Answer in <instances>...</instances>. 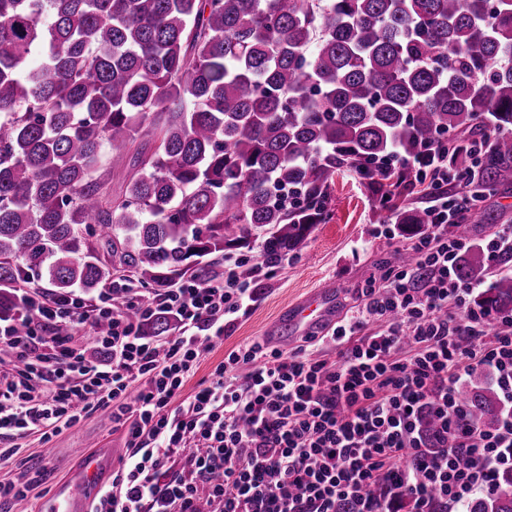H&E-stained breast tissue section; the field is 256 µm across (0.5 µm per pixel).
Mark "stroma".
Listing matches in <instances>:
<instances>
[{
  "label": "stroma",
  "mask_w": 512,
  "mask_h": 512,
  "mask_svg": "<svg viewBox=\"0 0 512 512\" xmlns=\"http://www.w3.org/2000/svg\"><path fill=\"white\" fill-rule=\"evenodd\" d=\"M329 212L326 223L311 233L304 252L287 264L267 262L261 240H254L250 255L263 267L257 278V298L225 331L223 339L214 342L187 380L185 394H193L231 350L276 335L282 312L315 289L335 288L336 315L341 318L359 305V287L379 277L383 264H402L409 241L398 238L386 242L382 234L385 213L370 186L356 176H337ZM103 443L122 452L127 449L125 430L115 428L110 416L99 412L85 414L74 425L50 432L48 440L35 434L20 440V453L0 467V481L28 471L36 475L38 483L26 497L0 502V512H36L41 500L66 477L70 464Z\"/></svg>",
  "instance_id": "1"
}]
</instances>
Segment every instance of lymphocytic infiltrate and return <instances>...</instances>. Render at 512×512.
Returning a JSON list of instances; mask_svg holds the SVG:
<instances>
[{
  "label": "lymphocytic infiltrate",
  "mask_w": 512,
  "mask_h": 512,
  "mask_svg": "<svg viewBox=\"0 0 512 512\" xmlns=\"http://www.w3.org/2000/svg\"><path fill=\"white\" fill-rule=\"evenodd\" d=\"M386 165L406 166L427 187V230L412 245L421 266L366 281L361 307L316 340L335 360L256 339L183 396L212 341L254 301L239 257L211 280L158 290L146 306L128 280L101 289L92 306L23 283L19 320L0 318L11 352L0 435L108 413L129 453L92 512H199L203 501L209 512H338L343 502L353 512H457L473 493L493 491L498 471L512 467V315L488 331L471 304L474 285L457 277L470 242L454 229L474 204L447 193V154L432 145ZM160 313L176 319L163 342L142 331ZM76 327L92 349L74 345ZM482 368L506 406L491 431L459 424L456 385ZM427 413L439 429L434 445L420 428ZM177 456L182 468L169 474Z\"/></svg>",
  "instance_id": "lymphocytic-infiltrate-1"
}]
</instances>
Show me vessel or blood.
Segmentation results:
<instances>
[{
	"mask_svg": "<svg viewBox=\"0 0 512 512\" xmlns=\"http://www.w3.org/2000/svg\"><path fill=\"white\" fill-rule=\"evenodd\" d=\"M334 302L333 289L315 290L295 304L283 321L301 331L319 327L333 318ZM117 460L114 449L87 452L54 494L40 503L39 512H90L97 492L109 484Z\"/></svg>",
	"mask_w": 512,
	"mask_h": 512,
	"instance_id": "b4317fda",
	"label": "vessel or blood"
}]
</instances>
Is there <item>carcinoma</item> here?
Masks as SVG:
<instances>
[{"label": "carcinoma", "mask_w": 512, "mask_h": 512, "mask_svg": "<svg viewBox=\"0 0 512 512\" xmlns=\"http://www.w3.org/2000/svg\"><path fill=\"white\" fill-rule=\"evenodd\" d=\"M39 53L41 63L30 57ZM512 0H0V317H20L30 273L52 291L94 292L110 271L148 292L214 274L211 256L246 253L256 231L275 263L299 255L349 169L412 238L426 210L397 202L376 162L486 143L460 186H512ZM128 173L111 190L103 157ZM498 217L478 206L455 228ZM111 257V265L99 251ZM482 282L481 246L456 266ZM512 313V274L474 297ZM159 315L149 336L171 332ZM462 426L491 431L496 389L460 388ZM466 512H512V468Z\"/></svg>", "instance_id": "obj_1"}]
</instances>
